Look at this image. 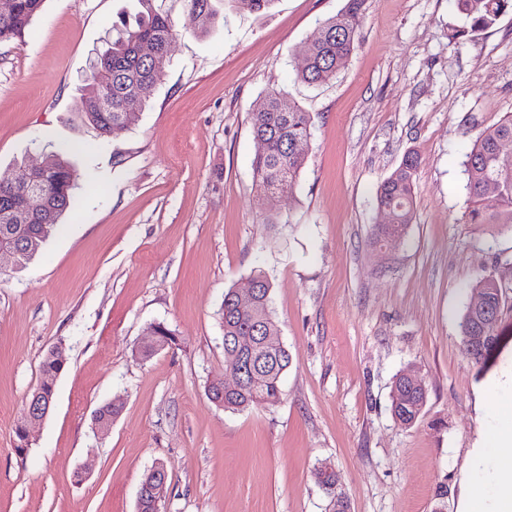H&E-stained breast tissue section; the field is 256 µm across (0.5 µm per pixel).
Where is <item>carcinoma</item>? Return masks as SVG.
<instances>
[{
  "instance_id": "cac0c4a2",
  "label": "carcinoma",
  "mask_w": 512,
  "mask_h": 512,
  "mask_svg": "<svg viewBox=\"0 0 512 512\" xmlns=\"http://www.w3.org/2000/svg\"><path fill=\"white\" fill-rule=\"evenodd\" d=\"M237 13L258 14L269 10L276 0H184L195 21V31L208 34L218 21L215 2ZM45 0H13L8 15H0V42L20 37ZM134 24L112 39V45L102 50L99 71L86 78L78 101L80 112L88 123L107 139L133 125L147 102L154 95L169 62V47L173 37L168 16L155 6L156 0H136ZM365 0H346L344 8L323 21L308 44L306 64L297 72V79L308 85H320L336 77L345 67L356 48L362 23ZM466 29L476 32L496 24L505 13L512 12V0H456ZM148 43L153 53L144 56L140 46ZM279 97L268 94L263 111L251 115V132L256 144L253 172L256 185L266 195H274L276 184L296 181L306 163L307 145L314 125V115L298 105L289 106L283 113ZM504 140H512V117L489 127L476 137L464 161L467 176L466 223L473 230L489 228L512 230V156L499 153ZM418 160L409 153L377 189V203L386 223L374 230L375 244L393 249L398 247L407 232L414 214V182ZM496 185V207L484 205L485 187ZM74 188V176L68 161L58 152L44 154L42 167L36 172L25 163L17 165L13 180L0 186V243L17 252L16 267L23 268L41 252L45 242L58 226L59 218L68 209ZM26 213V223L15 222L11 210ZM250 279L258 283V291L250 306L239 304L235 289L224 295L222 324L224 355L239 353L252 357L255 371L243 385L233 391L224 390L220 381L208 386V399L226 411L241 412L257 404L275 405L282 396V379L291 364V355L282 341L270 342L269 336L280 335L271 306L272 285L264 272L253 271ZM470 296L484 298L485 306L502 317L506 297L502 285L491 275L479 278L469 288ZM483 311L467 303L460 321V337L464 355L482 364L490 353L469 349L466 337L481 320ZM151 339L140 345L137 356L146 360L165 347L177 345L172 330L158 323L150 326ZM66 361L49 352L41 369L39 388L48 396L54 395L55 382ZM427 385H408L398 375L392 382L390 409L400 425L410 427L418 420L427 401Z\"/></svg>"
}]
</instances>
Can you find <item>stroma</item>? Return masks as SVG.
<instances>
[{
	"instance_id": "obj_1",
	"label": "stroma",
	"mask_w": 512,
	"mask_h": 512,
	"mask_svg": "<svg viewBox=\"0 0 512 512\" xmlns=\"http://www.w3.org/2000/svg\"><path fill=\"white\" fill-rule=\"evenodd\" d=\"M346 0H276L225 12L205 37L183 0H157L175 36L162 83L128 130L99 137L74 110L93 52L135 0H45L0 42V177L69 161L72 205L39 257L0 267V512H136L141 479L168 472L162 512H460L485 420L478 393L512 372V304L484 365L461 351L469 287L490 275L512 300V230L465 222L463 161L512 115V13L452 39L454 0H365L359 43L328 83L297 80L313 31ZM313 112L300 177L255 184L250 116L268 92ZM418 158L402 244L375 245L376 191ZM292 356L274 406L229 412L208 385L231 377L220 318L254 270ZM180 338L139 359L151 324ZM67 364L25 457L14 429L47 353ZM416 370L418 421L389 394ZM120 400L108 431L92 414ZM329 465L339 481L322 487ZM400 375L392 382L390 409L395 421L402 426L410 427L415 424L422 412L427 401L428 389L426 382L421 378L422 385L418 387L406 383L405 378L411 384L417 383V376L414 373H404L405 378Z\"/></svg>"
}]
</instances>
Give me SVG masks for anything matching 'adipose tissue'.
Returning a JSON list of instances; mask_svg holds the SVG:
<instances>
[{"instance_id":"ef3b65f1","label":"adipose tissue","mask_w":512,"mask_h":512,"mask_svg":"<svg viewBox=\"0 0 512 512\" xmlns=\"http://www.w3.org/2000/svg\"><path fill=\"white\" fill-rule=\"evenodd\" d=\"M489 424L477 450L490 462L485 481H470L461 512H512V396H493L484 403Z\"/></svg>"}]
</instances>
